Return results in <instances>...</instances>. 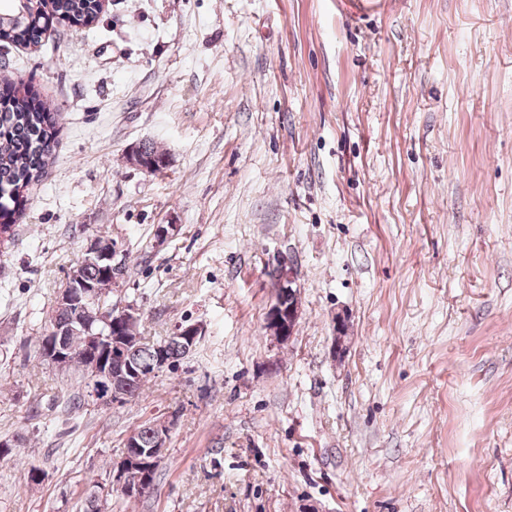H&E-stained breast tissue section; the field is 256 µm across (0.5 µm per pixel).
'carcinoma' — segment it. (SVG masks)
Segmentation results:
<instances>
[{"label": "carcinoma", "instance_id": "cac0c4a2", "mask_svg": "<svg viewBox=\"0 0 512 512\" xmlns=\"http://www.w3.org/2000/svg\"><path fill=\"white\" fill-rule=\"evenodd\" d=\"M103 5L98 0H0V14L19 16L5 28L16 33L25 44L38 47L46 39L50 20L56 18L74 27H86L97 21ZM56 119L44 103L13 85L0 89V227L8 232L13 224L10 218L20 212L23 192L40 180L49 164L54 141ZM145 163L163 165L167 155L150 143L140 145ZM163 346L169 366L186 357L184 346L174 336L157 343L137 340L129 345L120 361L130 366L126 378L129 397L138 396L153 379L156 348ZM80 359L71 366L77 376L70 383L75 391L66 399L67 408L80 410L87 406L85 393L90 388ZM138 448H149L154 433L145 422L133 430Z\"/></svg>", "mask_w": 512, "mask_h": 512}]
</instances>
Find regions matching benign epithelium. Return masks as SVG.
<instances>
[{
  "label": "benign epithelium",
  "instance_id": "7a95c632",
  "mask_svg": "<svg viewBox=\"0 0 512 512\" xmlns=\"http://www.w3.org/2000/svg\"><path fill=\"white\" fill-rule=\"evenodd\" d=\"M103 264L112 267V240L96 236L92 238L81 258L70 269L66 282L58 292L55 307L67 311L70 319L66 325L53 323L47 326L45 339L38 349L39 358L48 366L60 373L67 371L68 367L77 358L85 362V368L92 377H99L107 382V394L96 399L95 406H112L123 403L126 394L122 386L124 375H113L101 372L104 360L99 358L102 350L101 338L87 333L86 346L74 349L65 345V337L73 331V325L83 326L86 318L105 323H136L140 320L139 309L128 304L121 309L112 306H104L106 297L112 293V288L117 284V276L114 272L103 276L92 285L83 280V269L86 264ZM275 288H284L288 293V306H283L281 301H276L267 312L266 324L276 329L272 334L273 340L278 344L291 341L295 335L296 327L301 315L300 287L297 284L294 268L282 261L272 271ZM345 316L336 314V336L333 337L332 353L341 356L347 350V336L344 327ZM175 425V417H162L151 422L155 432L154 447L149 454L153 460L160 463L166 456L170 433ZM140 464L137 458L124 452L112 463L109 488L106 492L117 489L122 493H145L147 482L140 478Z\"/></svg>",
  "mask_w": 512,
  "mask_h": 512
}]
</instances>
